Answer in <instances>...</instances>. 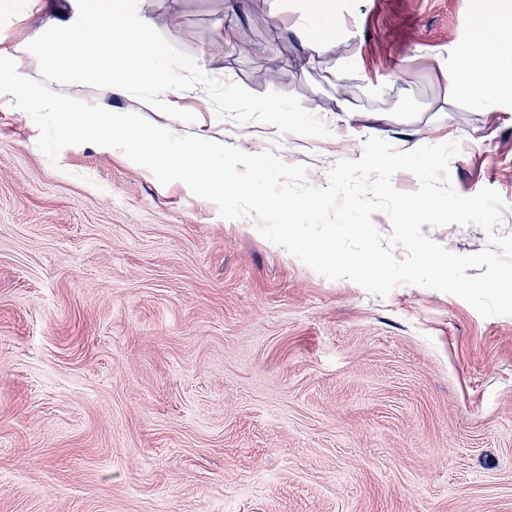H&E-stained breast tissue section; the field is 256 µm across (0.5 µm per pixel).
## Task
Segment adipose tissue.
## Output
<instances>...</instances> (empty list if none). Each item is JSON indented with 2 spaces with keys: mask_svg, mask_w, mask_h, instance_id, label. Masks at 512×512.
Returning a JSON list of instances; mask_svg holds the SVG:
<instances>
[{
  "mask_svg": "<svg viewBox=\"0 0 512 512\" xmlns=\"http://www.w3.org/2000/svg\"><path fill=\"white\" fill-rule=\"evenodd\" d=\"M277 25L283 32L294 33L301 51L291 65L300 71L318 64L322 54L347 37V28L334 0H308L302 22L281 16ZM155 25L144 13L135 10L132 0H96L85 5L79 25L62 23L53 14L42 12L36 38L28 44L27 53H37L46 43L62 45L73 37L86 38L87 46L71 59L72 66L82 72L71 98L82 104L94 98L100 86L110 92L124 94L132 87L149 85L159 90L156 98L146 99L150 109L173 111L181 89L173 78V62L169 53L155 46L151 36ZM512 0H502L498 11H480L470 42L458 46L453 55V77L448 85V106L465 101L471 110H481L491 99L512 100ZM131 130L128 139L118 140L115 129ZM67 132L75 138H94L102 145L122 151L151 177L177 170L181 182L188 187L205 185L213 193L228 196H251L257 209L271 204L258 182L269 173V161L251 155L245 173L233 176L224 169V145L218 141L184 140L171 126L141 129L133 112H73Z\"/></svg>",
  "mask_w": 512,
  "mask_h": 512,
  "instance_id": "ef3b65f1",
  "label": "adipose tissue"
}]
</instances>
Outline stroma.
<instances>
[{
    "instance_id": "35a3bbf8",
    "label": "stroma",
    "mask_w": 512,
    "mask_h": 512,
    "mask_svg": "<svg viewBox=\"0 0 512 512\" xmlns=\"http://www.w3.org/2000/svg\"><path fill=\"white\" fill-rule=\"evenodd\" d=\"M476 3L336 0L350 36L304 75L273 21L302 0H246L236 22L224 0H138L174 56L179 129L222 140L226 170L270 152L323 188L368 138L455 141V190L498 191L512 235V101L443 109ZM340 56L347 124L326 78ZM1 72L62 99L0 110V512H512V315L328 279L176 173L67 136L76 74L51 48ZM270 101L315 111L322 140ZM422 231L489 245L474 224ZM351 67V62L343 57L336 59L333 67L328 69L326 73L331 77V82L336 86V94L338 96V112H344L348 117L360 112V108L355 104V94L352 88L346 83L347 73ZM262 109L266 110V112H283L284 120L288 122L289 126L296 127L295 133L304 139H315L321 137L322 133L320 130H317L315 127L295 119L292 112L297 111L290 107L282 104H267L264 105Z\"/></svg>"
}]
</instances>
